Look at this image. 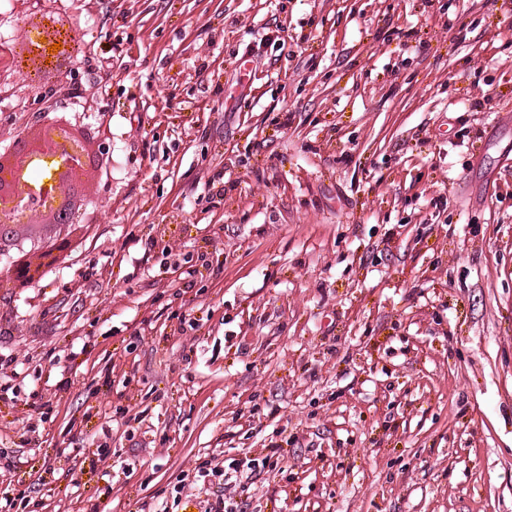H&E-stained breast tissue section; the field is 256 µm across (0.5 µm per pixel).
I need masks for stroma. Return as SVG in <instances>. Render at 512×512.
<instances>
[{
  "mask_svg": "<svg viewBox=\"0 0 512 512\" xmlns=\"http://www.w3.org/2000/svg\"><path fill=\"white\" fill-rule=\"evenodd\" d=\"M49 14L81 54L0 153L56 89L110 173L0 288V512H512V0H0V39ZM13 251V265L15 268L13 265H10L0 271L1 287H7L12 284V276L15 274V269L17 280L21 284H27L36 275L45 278L52 273L54 265L58 260V257L54 256L52 252L44 253L43 258L45 261L33 270L31 268V263L28 260L27 252L14 249Z\"/></svg>",
  "mask_w": 512,
  "mask_h": 512,
  "instance_id": "1",
  "label": "stroma"
}]
</instances>
